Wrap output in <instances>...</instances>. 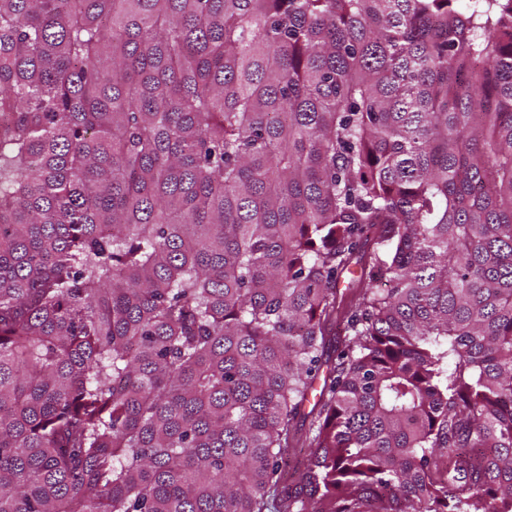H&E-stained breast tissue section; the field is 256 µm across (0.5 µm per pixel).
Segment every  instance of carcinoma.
Instances as JSON below:
<instances>
[{"label": "carcinoma", "mask_w": 512, "mask_h": 512, "mask_svg": "<svg viewBox=\"0 0 512 512\" xmlns=\"http://www.w3.org/2000/svg\"><path fill=\"white\" fill-rule=\"evenodd\" d=\"M1 113L0 512H512V0H0Z\"/></svg>", "instance_id": "carcinoma-1"}]
</instances>
